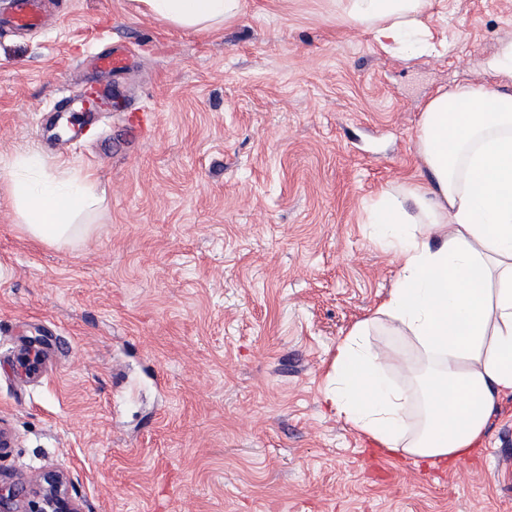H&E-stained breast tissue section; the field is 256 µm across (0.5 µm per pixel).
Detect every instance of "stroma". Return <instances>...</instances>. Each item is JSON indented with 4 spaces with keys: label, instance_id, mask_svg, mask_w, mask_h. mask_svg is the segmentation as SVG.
<instances>
[{
    "label": "stroma",
    "instance_id": "35a3bbf8",
    "mask_svg": "<svg viewBox=\"0 0 512 512\" xmlns=\"http://www.w3.org/2000/svg\"><path fill=\"white\" fill-rule=\"evenodd\" d=\"M345 6L240 0L183 29L72 0L0 31V155L90 172L101 200L49 246L0 171V482L60 470L84 512H512L511 396L437 464L381 452L324 400L337 342L398 277L368 208L419 175L433 95L512 93V0H430L417 58ZM115 45L111 110L46 144L43 109L98 90L89 60Z\"/></svg>",
    "mask_w": 512,
    "mask_h": 512
}]
</instances>
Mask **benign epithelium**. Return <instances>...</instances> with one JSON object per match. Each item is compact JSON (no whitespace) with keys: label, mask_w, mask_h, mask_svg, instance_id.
Here are the masks:
<instances>
[{"label":"benign epithelium","mask_w":512,"mask_h":512,"mask_svg":"<svg viewBox=\"0 0 512 512\" xmlns=\"http://www.w3.org/2000/svg\"><path fill=\"white\" fill-rule=\"evenodd\" d=\"M0 512H82V507L69 492L64 474L44 469L28 487L0 485Z\"/></svg>","instance_id":"obj_1"}]
</instances>
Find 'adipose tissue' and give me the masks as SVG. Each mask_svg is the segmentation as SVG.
Masks as SVG:
<instances>
[{"mask_svg": "<svg viewBox=\"0 0 512 512\" xmlns=\"http://www.w3.org/2000/svg\"><path fill=\"white\" fill-rule=\"evenodd\" d=\"M183 28L233 15L239 0H140ZM428 0H347V19L382 48L412 44ZM423 168L372 208L373 238L399 278L372 315L336 346L325 400L352 428L392 453L450 461L484 434L497 401L512 394V95L480 86L432 97L417 130ZM23 229L49 245L83 232L99 204L91 176L49 171L37 151L0 164ZM413 346L402 360L393 341ZM402 370L409 390L389 374Z\"/></svg>", "mask_w": 512, "mask_h": 512, "instance_id": "1", "label": "adipose tissue"}]
</instances>
